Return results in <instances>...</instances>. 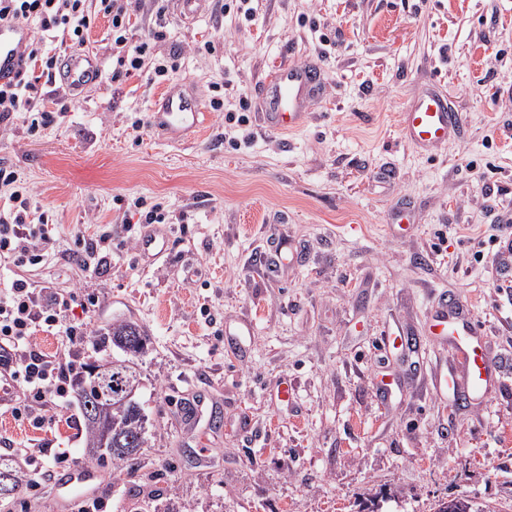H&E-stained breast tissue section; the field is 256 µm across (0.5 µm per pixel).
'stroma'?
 Instances as JSON below:
<instances>
[{
    "label": "stroma",
    "instance_id": "35a3bbf8",
    "mask_svg": "<svg viewBox=\"0 0 512 512\" xmlns=\"http://www.w3.org/2000/svg\"><path fill=\"white\" fill-rule=\"evenodd\" d=\"M224 2L186 19L170 0L166 81L147 68L93 84L34 134L0 124V161L55 239L40 265L0 263V290L49 282L92 335L127 318L150 336L144 465L98 468L102 512H356L380 494L383 512L457 495L512 512V0ZM208 39L215 51H196ZM288 62L316 65L320 94L301 128L273 132L261 87ZM173 87L224 99L178 145L149 123ZM434 89L462 122L426 150L400 116ZM138 199L168 214L170 252L152 263L142 225L121 226ZM87 222L111 227L117 255L89 288ZM442 297L480 326L500 379L480 401L438 389L456 353L430 333ZM402 333L415 350L382 347ZM82 426L73 397L44 424L0 407V459L86 465ZM56 488H22L0 512H60Z\"/></svg>",
    "mask_w": 512,
    "mask_h": 512
}]
</instances>
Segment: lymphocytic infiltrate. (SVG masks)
<instances>
[{
	"mask_svg": "<svg viewBox=\"0 0 512 512\" xmlns=\"http://www.w3.org/2000/svg\"><path fill=\"white\" fill-rule=\"evenodd\" d=\"M166 12L165 0H0L1 21H22L32 30L21 70L0 84V123L19 116L34 133L70 110L69 90L56 83L59 60L45 56L43 47L49 41L66 51L85 47L88 31L100 16L110 21L114 60L112 68L100 71V81L119 84L148 66L155 78H165L177 67L176 57L155 53L157 42L166 36ZM145 15L152 26L147 36L134 38V20ZM42 84L49 88L44 96L38 91ZM0 193L6 200L0 207V258L19 267L41 264L54 242L52 230L46 218L32 220L30 190L18 185L14 171L3 164ZM39 331L63 336L76 348L84 346L87 336L86 324L75 319L68 300L53 286L15 280L0 293V375L31 393L34 402L26 408L30 414L63 405L68 398L67 364L31 346Z\"/></svg>",
	"mask_w": 512,
	"mask_h": 512,
	"instance_id": "f902f5d3",
	"label": "lymphocytic infiltrate"
}]
</instances>
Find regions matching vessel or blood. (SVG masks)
Segmentation results:
<instances>
[{
  "mask_svg": "<svg viewBox=\"0 0 512 512\" xmlns=\"http://www.w3.org/2000/svg\"><path fill=\"white\" fill-rule=\"evenodd\" d=\"M30 37L31 29L26 23L0 21V83L13 79L21 69ZM61 71L65 84L76 92L96 83L100 65L94 56L80 53L66 58ZM313 78L311 67L290 65L280 68L264 84L273 129H293L303 123L306 117L305 89ZM203 115L199 100L169 93L164 96L160 111L153 113L152 118L159 130L174 136L199 127ZM460 120V114L450 109L447 99L435 95L420 98L401 115V123L411 140L433 146L447 144ZM166 250L167 242L158 232L142 233L138 239L137 251L141 257L154 259ZM432 327L436 335L448 334L459 341L462 370L449 372L444 381L445 387L472 399L483 395L493 375L491 359L478 340L477 328L457 321L444 309L436 312ZM94 480L95 472L89 467H73L64 472L61 488L65 506H73L76 499L97 493Z\"/></svg>",
  "mask_w": 512,
  "mask_h": 512,
  "instance_id": "vessel-or-blood-1",
  "label": "vessel or blood"
}]
</instances>
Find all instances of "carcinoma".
<instances>
[{"instance_id":"carcinoma-1","label":"carcinoma","mask_w":512,"mask_h":512,"mask_svg":"<svg viewBox=\"0 0 512 512\" xmlns=\"http://www.w3.org/2000/svg\"><path fill=\"white\" fill-rule=\"evenodd\" d=\"M124 353L125 358L88 363L85 368L97 370L103 376L106 389L112 393L109 400H99L96 377L85 378V387L75 390L85 425L87 459L99 466H138L148 435V415L145 408L131 397L138 391L141 373L140 355L150 342L142 327L127 319L112 322L109 332L102 334L101 343ZM7 482V495L14 494L22 484L16 468L9 461L0 460V483ZM434 512H495L489 504L475 496L442 498Z\"/></svg>"}]
</instances>
